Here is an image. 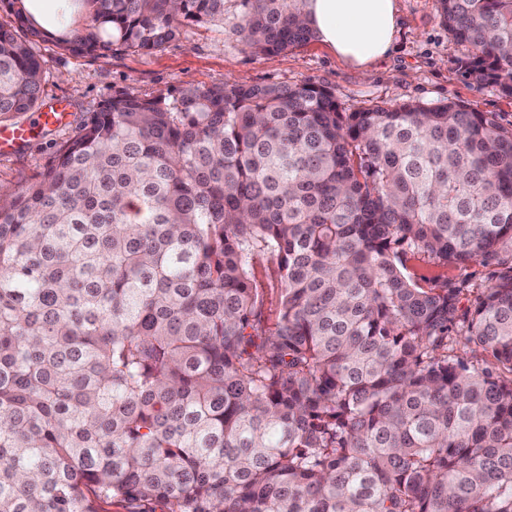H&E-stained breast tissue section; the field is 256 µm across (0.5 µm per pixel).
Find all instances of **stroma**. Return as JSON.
<instances>
[{"label": "stroma", "instance_id": "stroma-1", "mask_svg": "<svg viewBox=\"0 0 512 512\" xmlns=\"http://www.w3.org/2000/svg\"><path fill=\"white\" fill-rule=\"evenodd\" d=\"M244 11L242 0H225L223 23L187 27L178 40L149 55L73 57L54 42L39 43L42 99L68 101L69 120L63 127L36 132L14 150L0 152V188L14 191L34 182L53 162L58 145L74 137L83 120L119 91L147 99L226 79L247 85L308 83L330 89L341 108L349 111L408 102H456L493 113L502 126L512 128V98L462 74L460 61L467 50L449 35L438 0H397L395 42L364 73L316 38L278 54L253 52L239 32ZM407 266L416 278L439 275L449 283L466 284L459 298L463 309L469 306L471 293L492 284L495 270L494 264L479 261L442 271L414 259Z\"/></svg>", "mask_w": 512, "mask_h": 512}]
</instances>
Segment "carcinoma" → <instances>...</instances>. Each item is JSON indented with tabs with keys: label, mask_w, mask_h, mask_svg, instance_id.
Instances as JSON below:
<instances>
[{
	"label": "carcinoma",
	"mask_w": 512,
	"mask_h": 512,
	"mask_svg": "<svg viewBox=\"0 0 512 512\" xmlns=\"http://www.w3.org/2000/svg\"><path fill=\"white\" fill-rule=\"evenodd\" d=\"M0 0V117L41 107ZM73 57L153 53L224 0H65ZM465 75L512 97V0H438ZM256 51L305 0H244ZM493 258L495 282L407 274ZM282 283L273 324L256 260ZM492 368L449 352L448 329ZM512 512V129L310 84L115 95L0 192V512Z\"/></svg>",
	"instance_id": "1"
}]
</instances>
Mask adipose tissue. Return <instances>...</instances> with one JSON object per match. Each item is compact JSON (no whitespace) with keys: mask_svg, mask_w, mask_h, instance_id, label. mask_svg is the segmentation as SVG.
<instances>
[{"mask_svg":"<svg viewBox=\"0 0 512 512\" xmlns=\"http://www.w3.org/2000/svg\"><path fill=\"white\" fill-rule=\"evenodd\" d=\"M397 0H306L304 19L321 43L359 70L391 48Z\"/></svg>","mask_w":512,"mask_h":512,"instance_id":"obj_1","label":"adipose tissue"}]
</instances>
